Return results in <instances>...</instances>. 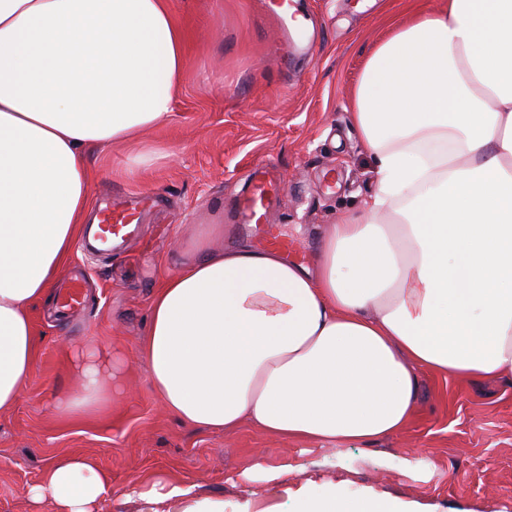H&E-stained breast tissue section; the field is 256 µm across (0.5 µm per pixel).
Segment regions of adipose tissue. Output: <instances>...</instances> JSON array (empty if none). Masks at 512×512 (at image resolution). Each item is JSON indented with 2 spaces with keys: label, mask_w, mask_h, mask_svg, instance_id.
Segmentation results:
<instances>
[{
  "label": "adipose tissue",
  "mask_w": 512,
  "mask_h": 512,
  "mask_svg": "<svg viewBox=\"0 0 512 512\" xmlns=\"http://www.w3.org/2000/svg\"><path fill=\"white\" fill-rule=\"evenodd\" d=\"M185 60L170 0H0V409L34 367L29 311L83 231L86 150L167 122ZM351 106L377 188L312 265L206 242L154 291L142 358L180 422L371 446L410 425L421 373L512 374V0H442L393 28ZM65 356L83 393L58 412L111 402V353ZM111 493L85 457L47 460L28 490L51 512ZM296 512L403 506L330 491Z\"/></svg>",
  "instance_id": "ef3b65f1"
}]
</instances>
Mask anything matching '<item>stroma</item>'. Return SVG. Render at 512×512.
Returning <instances> with one entry per match:
<instances>
[{
	"instance_id": "35a3bbf8",
	"label": "stroma",
	"mask_w": 512,
	"mask_h": 512,
	"mask_svg": "<svg viewBox=\"0 0 512 512\" xmlns=\"http://www.w3.org/2000/svg\"><path fill=\"white\" fill-rule=\"evenodd\" d=\"M439 0H295L311 21L307 43L279 38L261 0H172L186 37V63L172 117L135 143L87 155L92 196L153 193L144 239L129 254L76 249L58 288L80 283L89 298L63 319L53 306L30 316L35 365L16 404L0 411V512H33L28 486L46 461L89 456L112 475L100 512H143L129 484L173 477L191 500L224 512H290L299 494L371 493L408 512H512V379L465 383L425 373L417 410L402 433L370 447L339 444L303 452L302 442L267 437L250 425L224 434L179 422L147 386L140 344L151 294L177 271L209 225L219 243L257 245L249 225L230 220L251 188L252 166L269 163L286 188L271 221L292 242L293 261L311 263L318 228L358 210L376 186V162L349 118L350 96L367 58L393 25ZM137 176H126L137 157ZM110 349L112 403L85 417L55 410L81 383L69 346ZM291 471L254 489L228 482L255 462Z\"/></svg>"
}]
</instances>
